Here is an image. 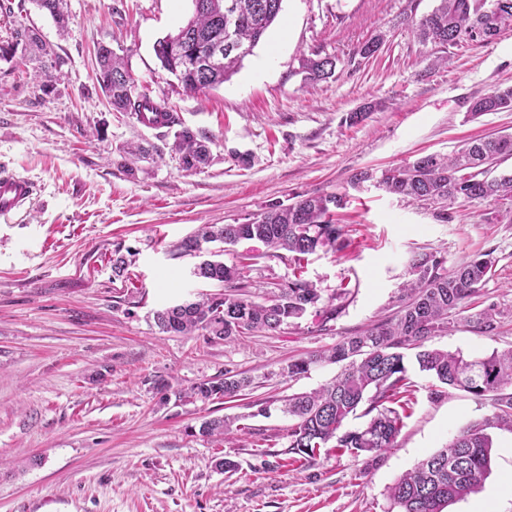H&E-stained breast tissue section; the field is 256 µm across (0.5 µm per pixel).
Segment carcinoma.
I'll return each instance as SVG.
<instances>
[{"label": "carcinoma", "instance_id": "cac0c4a2", "mask_svg": "<svg viewBox=\"0 0 512 512\" xmlns=\"http://www.w3.org/2000/svg\"><path fill=\"white\" fill-rule=\"evenodd\" d=\"M39 8L66 24L64 0H34ZM192 16L174 34L154 46L162 70L174 76L184 89L199 92L216 88L235 74L243 60L278 18L283 0H192ZM512 28V0H439L433 11L416 24L422 43L455 45L461 41L491 42ZM36 48L43 56L48 48L34 34L16 33L15 40L0 45V57L16 53L20 44ZM224 45L222 62L209 61L211 48ZM97 80L118 112L168 114L171 107L156 102L146 93H134V79L123 58L101 45L97 50ZM339 58L316 53L305 59V81L315 85L331 78ZM512 110V87H495L475 98L468 115L475 119L487 112ZM208 137L184 127L176 132L175 151L185 172H197L209 162ZM512 156V135L480 138L451 155L428 154L412 162L385 169L379 185L389 194L414 201L443 204L512 199V174L492 177L489 165ZM346 195H306L283 205H267L251 224H202L184 239L177 250L192 255L200 244L233 243L243 236L265 245L272 257L281 251L293 254L296 264L318 250H336L344 226L333 218L332 209L342 208ZM495 260L490 254L477 257L448 272L443 258L435 252L415 254L409 263L411 279L398 297L395 315L381 319L370 328L342 337L336 345L305 359L288 364L284 372L293 377L307 373L311 366L342 363L343 370L331 382L311 392L285 400L283 413L293 419L288 431L290 452L308 460L328 446L336 455L379 454L395 447L404 415L387 402L397 403L406 393L407 351L415 350L420 370L441 384L489 397L496 425L512 430V350L486 357L468 358L460 352L423 348L433 336L448 330V318L464 315L478 334L492 335L497 329L495 309L488 307L466 313L467 301L491 277ZM245 262L228 266L220 260H203L195 265L196 277L238 288ZM321 300L309 281L295 275L277 289L271 299L255 302L240 294L215 293L155 313L157 325L165 332L209 336L234 341L245 332H269L308 309H316L323 322L336 318V309L317 308ZM250 380L229 372L222 378L193 385L186 396L202 402L231 399L241 395ZM369 402L370 420L357 430L345 425L363 402ZM231 421L213 418L202 422L207 436L226 435ZM492 439L485 428L470 425L443 448L423 457L401 475L388 490L399 512H443L451 503L464 499L481 486L490 469Z\"/></svg>", "mask_w": 512, "mask_h": 512}]
</instances>
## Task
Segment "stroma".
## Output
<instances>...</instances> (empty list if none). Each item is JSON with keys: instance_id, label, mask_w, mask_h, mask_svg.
Wrapping results in <instances>:
<instances>
[{"instance_id": "1", "label": "stroma", "mask_w": 512, "mask_h": 512, "mask_svg": "<svg viewBox=\"0 0 512 512\" xmlns=\"http://www.w3.org/2000/svg\"><path fill=\"white\" fill-rule=\"evenodd\" d=\"M59 29L34 0H0V41L23 26L53 50L0 59V168L36 192L0 217V512H396L388 487L463 427L492 438L482 487L446 512H512V431L497 428L491 400L448 388L407 363L412 402L394 448L375 457L288 451L279 399L330 382L339 365L291 377L289 362L329 349L394 314L409 260L437 252L446 269L488 253L494 274L480 307L500 311L494 335L463 321L430 346L486 356L512 349V223L505 202L409 201L377 183L418 156L451 154L473 138L512 134V111L468 117L473 97L512 85V30L489 43H422L415 24L438 0H283V10L242 68L218 88L185 90L163 71L155 43L190 17L192 0H66ZM382 37L377 57L354 48ZM124 57L137 91L167 101L184 126L210 138V163L181 171L175 128H143L113 111L97 82L96 51ZM337 57L335 75L305 81L312 52ZM52 67L44 88L34 76ZM383 101L357 125L346 117ZM144 147L140 157L127 155ZM369 171L370 180L353 176ZM346 194L336 252L302 266L253 240L206 244L232 265L243 298L261 302L301 268L337 309L273 332L227 342L162 332L156 311L222 292L195 278L198 259L176 244L202 224H246L271 203ZM134 254L114 278L112 252ZM231 372L250 386L238 399L195 401V383ZM168 385L158 393L155 381ZM269 415H260L261 407ZM233 419L231 438L201 423ZM235 463L220 470L218 460Z\"/></svg>"}]
</instances>
